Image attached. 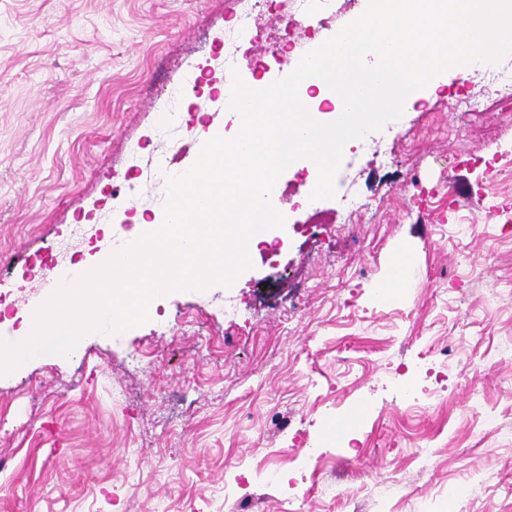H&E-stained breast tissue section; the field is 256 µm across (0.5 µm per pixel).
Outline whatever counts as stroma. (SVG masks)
I'll return each mask as SVG.
<instances>
[{"label": "stroma", "instance_id": "obj_1", "mask_svg": "<svg viewBox=\"0 0 512 512\" xmlns=\"http://www.w3.org/2000/svg\"><path fill=\"white\" fill-rule=\"evenodd\" d=\"M226 0H0V298L192 164ZM178 109L168 89L187 69ZM362 138L342 196L286 169L251 268L0 375V512H512V99L456 65ZM470 108L457 103L458 92ZM175 121L162 125L161 114ZM405 254L416 274L376 285ZM307 447L319 467L302 465Z\"/></svg>", "mask_w": 512, "mask_h": 512}]
</instances>
